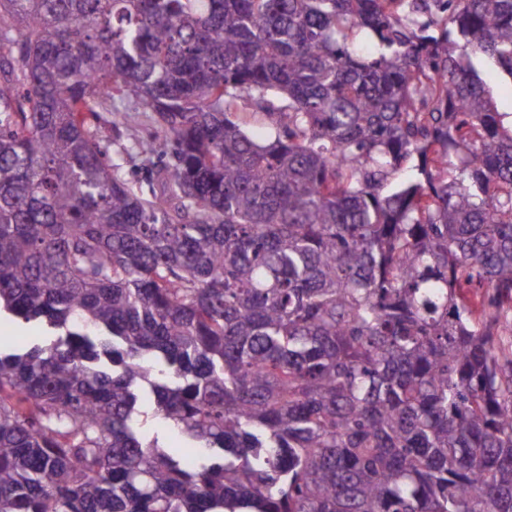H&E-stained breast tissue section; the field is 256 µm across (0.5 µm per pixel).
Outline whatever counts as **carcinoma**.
<instances>
[{
	"label": "carcinoma",
	"instance_id": "1",
	"mask_svg": "<svg viewBox=\"0 0 512 512\" xmlns=\"http://www.w3.org/2000/svg\"><path fill=\"white\" fill-rule=\"evenodd\" d=\"M484 63L512 0H0V327L51 331L0 336V512H512ZM125 99L169 150L146 191ZM254 111L253 104L250 100L243 99L239 101L237 115L238 118L247 122L246 128L249 134L257 140L266 139L272 132V128L261 118V116H256L254 118L252 114ZM129 120L125 127L119 132L104 129V133L112 140L109 157L113 164L120 167L124 178L133 185L142 186L146 189L149 178V170L145 167L140 157L133 149L134 142L147 138L153 132L147 114L143 112H129ZM142 410L145 414L142 417L141 430L149 439L158 438L165 451L174 453L183 460L194 451L193 448H189L190 443L177 428L154 414L153 402L143 404Z\"/></svg>",
	"mask_w": 512,
	"mask_h": 512
}]
</instances>
